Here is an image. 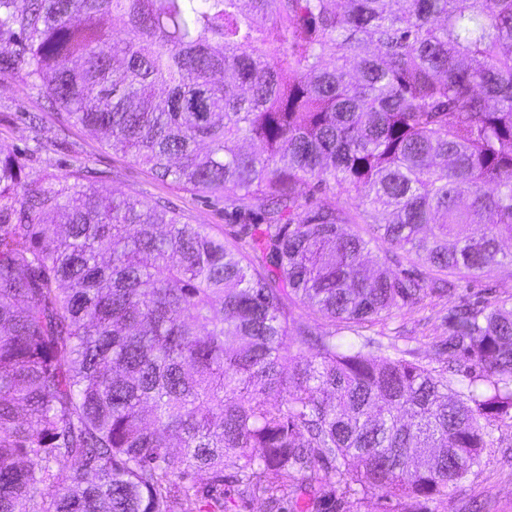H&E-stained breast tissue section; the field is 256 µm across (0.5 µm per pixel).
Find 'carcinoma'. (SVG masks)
<instances>
[{
    "instance_id": "obj_1",
    "label": "carcinoma",
    "mask_w": 512,
    "mask_h": 512,
    "mask_svg": "<svg viewBox=\"0 0 512 512\" xmlns=\"http://www.w3.org/2000/svg\"><path fill=\"white\" fill-rule=\"evenodd\" d=\"M340 4L0 0V76L250 220L0 151V512H202L231 478L276 512H423L481 469L512 296L444 317L465 386L363 329L512 275V0Z\"/></svg>"
}]
</instances>
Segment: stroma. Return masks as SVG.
Returning a JSON list of instances; mask_svg holds the SVG:
<instances>
[{"label":"stroma","instance_id":"obj_1","mask_svg":"<svg viewBox=\"0 0 512 512\" xmlns=\"http://www.w3.org/2000/svg\"><path fill=\"white\" fill-rule=\"evenodd\" d=\"M36 138L41 149L28 160L31 178L41 177L48 168L56 175H68L80 161L88 170L104 173L105 186L112 191L169 200L184 221L208 225L219 235H231L237 228L238 218L225 212L223 201L156 181L146 167L131 156L112 151L96 133L78 126L60 127L55 110L20 77L0 78V150L21 154ZM511 295L510 277L490 273L460 278L452 291L434 295L412 310H393L368 332L412 349L420 360L438 367L445 358L435 353L432 344L446 330L443 318L449 309L463 301ZM495 436L500 444L485 449L481 470L450 488L446 499L427 503L426 512H512V460L503 455L504 448H512V429L500 428Z\"/></svg>","mask_w":512,"mask_h":512}]
</instances>
